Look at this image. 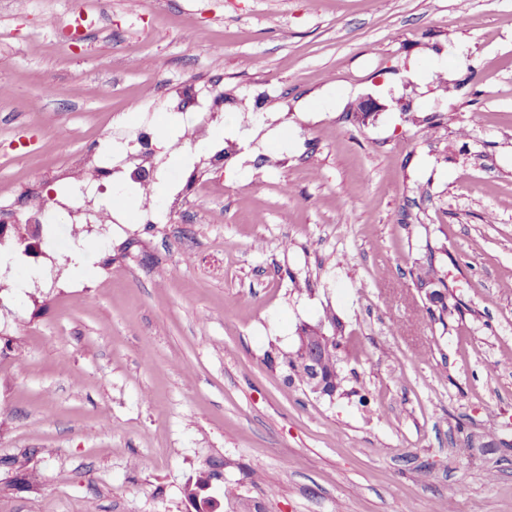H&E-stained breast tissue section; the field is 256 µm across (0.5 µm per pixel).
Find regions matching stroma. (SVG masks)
Listing matches in <instances>:
<instances>
[{"instance_id": "obj_1", "label": "stroma", "mask_w": 512, "mask_h": 512, "mask_svg": "<svg viewBox=\"0 0 512 512\" xmlns=\"http://www.w3.org/2000/svg\"><path fill=\"white\" fill-rule=\"evenodd\" d=\"M72 9L0 0V512H195L212 461L218 512H512V0ZM84 186L113 223L32 230ZM306 326L345 394L269 362ZM339 349L340 343L336 340L324 351V372L330 379L327 385L323 388V391L326 392V396L336 394L340 391L342 386L343 377H341L337 366L339 361ZM220 476V473L215 469L214 464H209L206 468L201 469L198 471L194 481L191 483L190 486H188L187 489V498L189 501H197L200 504V508L197 507V511L204 512V509H212L213 506L209 499L206 497H201V493L204 494L205 490H208L212 482L214 480H217ZM199 494V496H198Z\"/></svg>"}]
</instances>
